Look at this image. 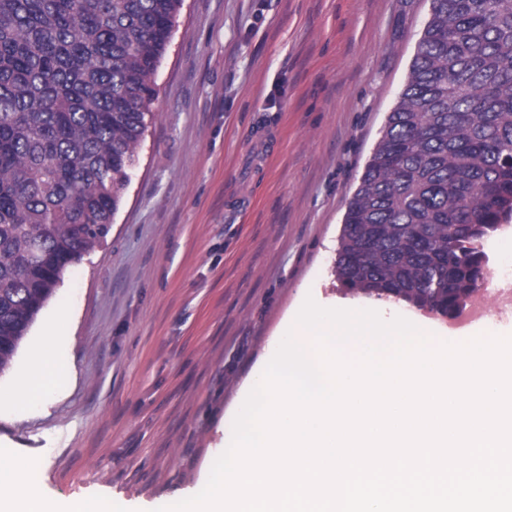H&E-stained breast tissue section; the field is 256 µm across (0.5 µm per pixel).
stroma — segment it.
<instances>
[{
    "label": "stroma",
    "mask_w": 512,
    "mask_h": 512,
    "mask_svg": "<svg viewBox=\"0 0 512 512\" xmlns=\"http://www.w3.org/2000/svg\"><path fill=\"white\" fill-rule=\"evenodd\" d=\"M430 0H183L153 118L106 242L72 266L0 374L14 390L57 328L66 390L0 404V451L44 464L54 512L199 492L222 422L306 297L486 332L342 287L337 239L399 100ZM112 492L74 493L62 512H112Z\"/></svg>",
    "instance_id": "35a3bbf8"
}]
</instances>
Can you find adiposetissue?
I'll return each instance as SVG.
<instances>
[{"mask_svg": "<svg viewBox=\"0 0 512 512\" xmlns=\"http://www.w3.org/2000/svg\"><path fill=\"white\" fill-rule=\"evenodd\" d=\"M56 332H49L8 402L23 408L64 390L71 378L67 356L59 353ZM43 465L35 458L18 461L0 455V512H51L40 495Z\"/></svg>", "mask_w": 512, "mask_h": 512, "instance_id": "adipose-tissue-1", "label": "adipose tissue"}]
</instances>
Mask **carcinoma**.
I'll return each instance as SVG.
<instances>
[{
	"label": "carcinoma",
	"instance_id": "carcinoma-1",
	"mask_svg": "<svg viewBox=\"0 0 512 512\" xmlns=\"http://www.w3.org/2000/svg\"><path fill=\"white\" fill-rule=\"evenodd\" d=\"M181 0H0V373L104 242ZM512 221V0H430L342 224L336 278L459 311Z\"/></svg>",
	"mask_w": 512,
	"mask_h": 512
}]
</instances>
